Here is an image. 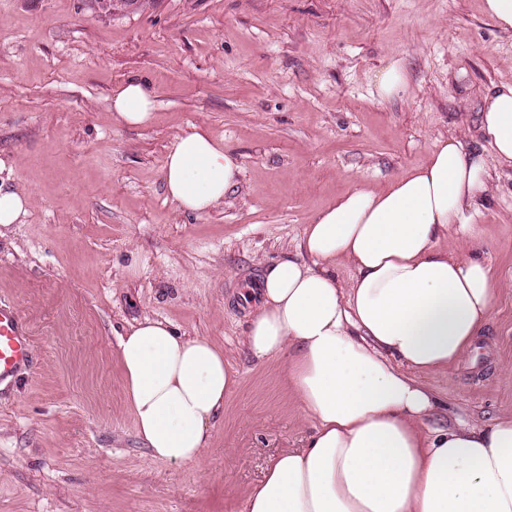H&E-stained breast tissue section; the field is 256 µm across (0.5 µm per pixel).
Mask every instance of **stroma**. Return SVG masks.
Wrapping results in <instances>:
<instances>
[{
  "label": "stroma",
  "mask_w": 512,
  "mask_h": 512,
  "mask_svg": "<svg viewBox=\"0 0 512 512\" xmlns=\"http://www.w3.org/2000/svg\"><path fill=\"white\" fill-rule=\"evenodd\" d=\"M392 60L405 90L380 100ZM133 77L155 121L113 120ZM512 83V30L483 0H152L104 16L92 0H0V178L27 191L0 238V300L24 317L33 365L0 384V512H236L270 459L312 427L283 379L240 339L242 277L294 251L354 183L380 188L441 138L481 147L488 92ZM195 125L232 150L237 186L205 215L168 199L162 164ZM475 222L506 286L488 335L423 375L431 426L512 411V166L492 171ZM172 322L240 373L199 463L152 460L125 400L118 336Z\"/></svg>",
  "instance_id": "35a3bbf8"
}]
</instances>
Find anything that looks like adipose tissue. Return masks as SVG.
I'll use <instances>...</instances> for the list:
<instances>
[{"label":"adipose tissue","mask_w":512,"mask_h":512,"mask_svg":"<svg viewBox=\"0 0 512 512\" xmlns=\"http://www.w3.org/2000/svg\"><path fill=\"white\" fill-rule=\"evenodd\" d=\"M112 116L149 125L153 87L117 86ZM479 128L491 155L440 140L383 189L358 185L326 205L295 254L265 263L241 345L258 362L287 360L313 432L269 461L240 512H512V413L429 427L438 401L419 380L472 351L501 288L477 251L474 218L493 164L512 165V84L490 92ZM240 172L223 141L195 127L162 165L168 197L196 215L223 203ZM451 231L454 251L440 245ZM343 264L354 271L347 284ZM118 357L151 458L201 461L238 384L223 349L145 317L120 335Z\"/></svg>","instance_id":"1"}]
</instances>
